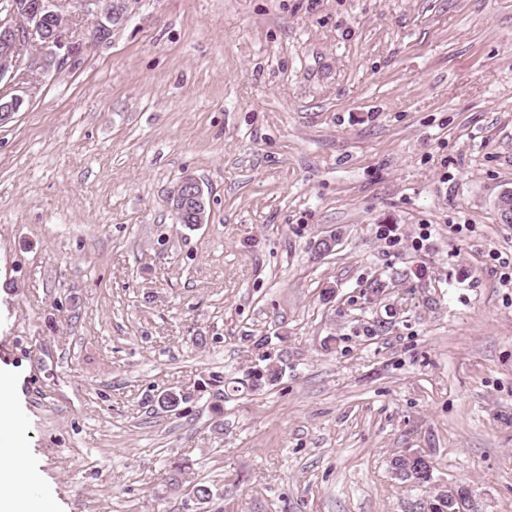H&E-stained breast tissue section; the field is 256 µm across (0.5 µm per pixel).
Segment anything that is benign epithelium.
Returning <instances> with one entry per match:
<instances>
[{
  "instance_id": "7a95c632",
  "label": "benign epithelium",
  "mask_w": 512,
  "mask_h": 512,
  "mask_svg": "<svg viewBox=\"0 0 512 512\" xmlns=\"http://www.w3.org/2000/svg\"><path fill=\"white\" fill-rule=\"evenodd\" d=\"M141 0H0V81L25 67L39 74L59 73L67 60L78 55L82 43L69 38L65 3H75L91 20V39L98 44L111 42L126 25ZM36 36L41 41L37 55L24 57L25 42ZM27 93L0 97V125L10 121L27 103ZM172 209L192 224L206 223L208 199L202 184L184 177L169 197Z\"/></svg>"
}]
</instances>
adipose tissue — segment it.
<instances>
[{"label":"adipose tissue","mask_w":512,"mask_h":512,"mask_svg":"<svg viewBox=\"0 0 512 512\" xmlns=\"http://www.w3.org/2000/svg\"><path fill=\"white\" fill-rule=\"evenodd\" d=\"M13 383L0 375V512H58L54 489L27 461L23 418Z\"/></svg>","instance_id":"obj_1"}]
</instances>
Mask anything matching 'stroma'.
<instances>
[{"mask_svg": "<svg viewBox=\"0 0 512 512\" xmlns=\"http://www.w3.org/2000/svg\"><path fill=\"white\" fill-rule=\"evenodd\" d=\"M65 11L82 54L0 126V369L59 512H512V0H142L100 45ZM262 335L287 369L223 424L151 409ZM169 200L172 209L187 218L190 224H206L208 199L196 178L184 177L173 189ZM393 472L398 471L401 482L412 483L415 485H427L432 479V466L430 464L429 471H423V474L416 476L411 468V458L409 456H399L392 461Z\"/></svg>", "mask_w": 512, "mask_h": 512, "instance_id": "obj_1", "label": "stroma"}]
</instances>
